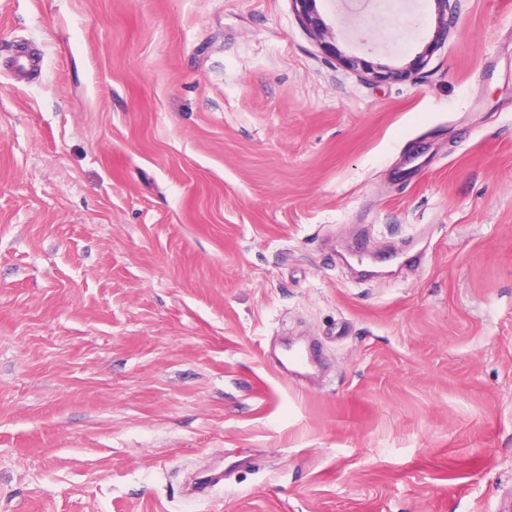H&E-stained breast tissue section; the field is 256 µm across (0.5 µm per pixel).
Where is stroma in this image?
I'll return each mask as SVG.
<instances>
[{
	"label": "stroma",
	"instance_id": "stroma-1",
	"mask_svg": "<svg viewBox=\"0 0 512 512\" xmlns=\"http://www.w3.org/2000/svg\"><path fill=\"white\" fill-rule=\"evenodd\" d=\"M450 5L318 0L330 52L291 0H0V512H512V0ZM312 346L304 349L302 347L297 349H290L289 352L283 356L282 359L277 361L279 368L282 372L288 375V372L297 378L306 377L310 373L311 364L309 362L311 357Z\"/></svg>",
	"mask_w": 512,
	"mask_h": 512
}]
</instances>
